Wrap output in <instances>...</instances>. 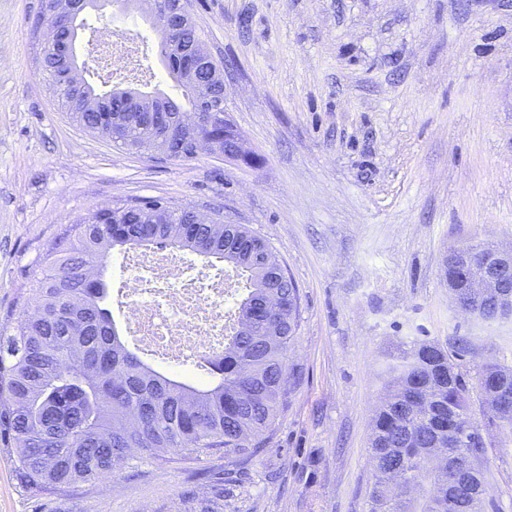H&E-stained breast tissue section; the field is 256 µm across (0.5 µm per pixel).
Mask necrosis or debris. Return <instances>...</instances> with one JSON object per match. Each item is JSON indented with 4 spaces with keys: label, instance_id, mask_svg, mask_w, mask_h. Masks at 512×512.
<instances>
[{
    "label": "necrosis or debris",
    "instance_id": "obj_1",
    "mask_svg": "<svg viewBox=\"0 0 512 512\" xmlns=\"http://www.w3.org/2000/svg\"><path fill=\"white\" fill-rule=\"evenodd\" d=\"M117 303L138 346L169 362L202 363L224 349L231 278L163 252L126 254Z\"/></svg>",
    "mask_w": 512,
    "mask_h": 512
}]
</instances>
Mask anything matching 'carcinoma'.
Instances as JSON below:
<instances>
[{
    "label": "carcinoma",
    "mask_w": 512,
    "mask_h": 512,
    "mask_svg": "<svg viewBox=\"0 0 512 512\" xmlns=\"http://www.w3.org/2000/svg\"><path fill=\"white\" fill-rule=\"evenodd\" d=\"M65 42L74 17H49ZM202 42L192 20L162 35L161 53L181 98L165 97L168 110L140 117L138 105L101 95L84 81L61 97L72 117L115 145L154 148L169 158L196 156L195 140L207 136L212 150L254 166L258 158L234 155L239 131L223 115L195 130L181 126V113L206 91L220 93L209 70L185 71L174 45ZM194 208L160 200L126 199L95 212L70 229L65 256L58 257L29 289L25 316L10 336L0 335V440L8 446L16 475L41 490H61L112 474V457L155 460L171 451L189 454L224 449V456L252 457L263 447L288 403L291 387L280 382L288 344L299 326V290L284 261L263 239L240 224L194 222ZM165 243L204 258H219L249 289L224 336V353L209 362L217 383L205 387L166 377L145 364L115 331L102 306L106 285L90 274L117 246ZM457 305L489 324L485 300L468 288L452 289ZM388 394L370 435L374 481L369 512H482L479 467L485 444L448 447L458 430H476L468 389L440 344L416 340L390 357L382 370ZM488 425L512 433V417L498 411L512 395V367L483 366L477 377Z\"/></svg>",
    "instance_id": "1"
}]
</instances>
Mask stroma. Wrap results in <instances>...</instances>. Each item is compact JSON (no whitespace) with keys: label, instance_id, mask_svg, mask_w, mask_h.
Wrapping results in <instances>:
<instances>
[{"label":"stroma","instance_id":"stroma-1","mask_svg":"<svg viewBox=\"0 0 512 512\" xmlns=\"http://www.w3.org/2000/svg\"><path fill=\"white\" fill-rule=\"evenodd\" d=\"M183 2L256 166L127 151L78 125L41 69L42 0H0V334L72 224L119 199L189 204L283 258L300 294L298 384L248 459L175 452L35 490L0 445V512H368L384 361L439 343L475 404L481 367L512 365V323L458 311L446 274L455 246H512V0ZM78 22L97 93L120 81L95 64L108 29L142 47L148 91L179 96L142 13ZM483 436L484 512H512V439Z\"/></svg>","mask_w":512,"mask_h":512}]
</instances>
